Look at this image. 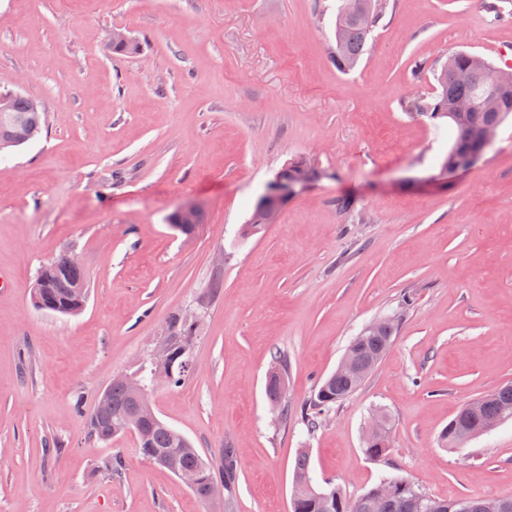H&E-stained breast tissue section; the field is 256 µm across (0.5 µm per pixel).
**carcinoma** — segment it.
<instances>
[{
	"label": "carcinoma",
	"instance_id": "cac0c4a2",
	"mask_svg": "<svg viewBox=\"0 0 512 512\" xmlns=\"http://www.w3.org/2000/svg\"><path fill=\"white\" fill-rule=\"evenodd\" d=\"M376 0H340L336 13V49L331 60L341 72L356 68L365 47L380 20ZM492 73L499 80V87L491 91L485 84L486 73ZM437 91L432 96L411 94L401 100L404 112L425 117L432 122L448 120V112L458 102H474V114L461 122L450 121L454 140L448 154L440 165H453L457 160L456 150L469 143L479 127H501L512 117V69L501 68L483 58L465 51L448 56L440 72L435 74ZM10 109L0 112V140L6 139L18 123H27L33 128V137L42 131V113L31 111V99L12 94ZM87 299L86 274L83 268L70 261L63 254L43 265L33 285L34 304L61 315L79 313ZM402 315L378 318L372 321L374 328L363 327L347 346L344 356L361 364L363 359L372 357L381 360L396 336ZM198 324L185 321L182 312H173L167 321V335L162 337L160 347L163 358L150 356L139 363L129 378L141 382V393L136 395L125 380H112L104 389L107 397L105 406H94L88 415L91 437L108 443L125 434L120 429L124 419L136 407L150 409L148 390L157 386L156 373L164 374L163 385L178 387L193 368L192 346ZM367 374H353L335 371L318 386L314 398L303 417L306 426L314 430L319 426L320 416L333 409L350 396L365 380ZM268 399L279 406L280 418L288 419V403L285 402L286 387L273 381L266 386ZM512 420V384L501 385L477 399L472 412L461 428L449 422L441 434L444 447H454L463 442L460 431L478 432L486 423H503ZM139 454L146 460L175 472L195 470L199 486L193 491L203 498L205 488L216 475L193 443L181 432L158 417L145 421L134 432ZM224 506H229L236 493L237 463L233 450L224 449ZM313 484L311 460L307 449L298 451L293 463V486L297 488V508L294 512H442L450 505L474 504L475 499L448 500L431 497L403 478H383L366 492L351 498L352 505L345 506L347 495L336 485L323 489L324 496L316 497L308 487ZM393 491L379 498L371 494L387 488Z\"/></svg>",
	"mask_w": 512,
	"mask_h": 512
}]
</instances>
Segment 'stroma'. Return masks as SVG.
I'll list each match as a JSON object with an SVG mask.
<instances>
[{
  "label": "stroma",
  "instance_id": "obj_1",
  "mask_svg": "<svg viewBox=\"0 0 512 512\" xmlns=\"http://www.w3.org/2000/svg\"><path fill=\"white\" fill-rule=\"evenodd\" d=\"M485 3L380 0L344 73L331 62L337 0H0V93L44 118L36 140L0 154V512H224L132 435L104 444L86 420L216 274L191 374L149 402L212 464L234 449L233 512H291L301 448L317 485L351 497L385 475L442 499L512 497V421L439 441L467 402L512 382V120L479 163L432 186L453 134L400 105L432 95L454 52L512 60V22ZM116 29L138 53L113 52ZM299 157L319 178L239 242ZM187 203L204 212L189 239L167 222ZM65 252L87 277L74 316L32 300L40 267ZM399 308L381 362L308 431L302 410L349 341ZM277 352L290 362L284 421L265 393ZM377 406L393 427L372 459L362 435Z\"/></svg>",
  "mask_w": 512,
  "mask_h": 512
}]
</instances>
